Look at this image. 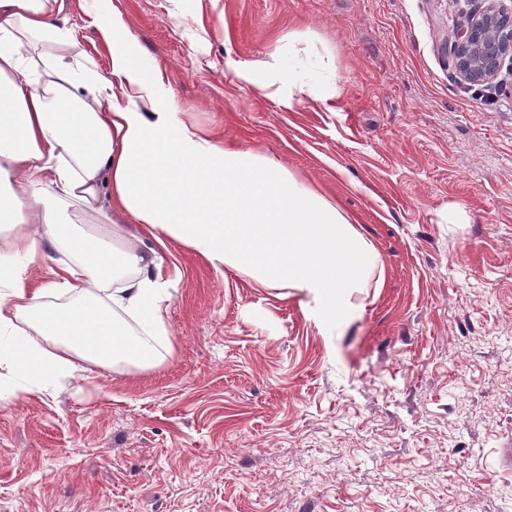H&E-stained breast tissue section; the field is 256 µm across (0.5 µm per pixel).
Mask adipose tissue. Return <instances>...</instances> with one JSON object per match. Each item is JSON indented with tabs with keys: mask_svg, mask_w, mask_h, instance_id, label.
<instances>
[{
	"mask_svg": "<svg viewBox=\"0 0 512 512\" xmlns=\"http://www.w3.org/2000/svg\"><path fill=\"white\" fill-rule=\"evenodd\" d=\"M70 0H0V365L27 382L80 363L161 364L172 354L176 241L213 266L310 297L341 324L382 274L374 245L332 202L247 151L220 146L159 108L168 90L132 47L122 15L92 24L110 48L101 75L78 59ZM51 47L42 60L30 50ZM95 216L78 231L64 208ZM130 217L125 230L113 212ZM74 259L29 287L48 249ZM22 339L4 338L18 324Z\"/></svg>",
	"mask_w": 512,
	"mask_h": 512,
	"instance_id": "obj_1",
	"label": "adipose tissue"
}]
</instances>
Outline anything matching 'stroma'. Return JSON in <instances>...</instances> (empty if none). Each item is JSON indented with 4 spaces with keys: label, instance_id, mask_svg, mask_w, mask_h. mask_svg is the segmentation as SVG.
<instances>
[{
    "label": "stroma",
    "instance_id": "obj_1",
    "mask_svg": "<svg viewBox=\"0 0 512 512\" xmlns=\"http://www.w3.org/2000/svg\"><path fill=\"white\" fill-rule=\"evenodd\" d=\"M113 6L178 119L335 203L383 285L328 328L170 242L172 356L0 401V512H512V76L445 48L483 0H71L101 68Z\"/></svg>",
    "mask_w": 512,
    "mask_h": 512
}]
</instances>
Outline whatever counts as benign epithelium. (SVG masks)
<instances>
[{"label":"benign epithelium","instance_id":"1","mask_svg":"<svg viewBox=\"0 0 512 512\" xmlns=\"http://www.w3.org/2000/svg\"><path fill=\"white\" fill-rule=\"evenodd\" d=\"M484 2L483 10L456 30L450 46L458 74L470 83L490 80L512 59V11L499 0Z\"/></svg>","mask_w":512,"mask_h":512}]
</instances>
